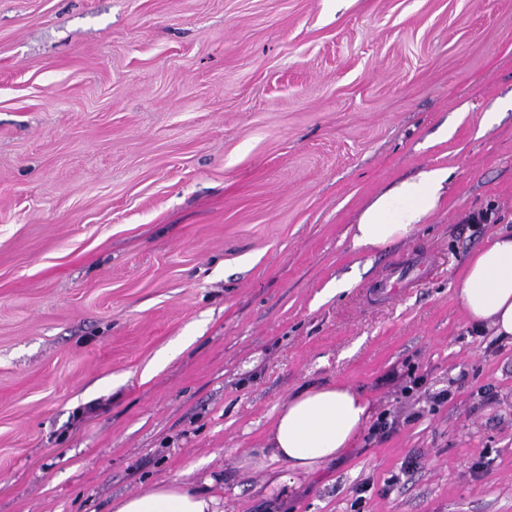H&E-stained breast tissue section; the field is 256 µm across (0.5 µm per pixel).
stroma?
I'll use <instances>...</instances> for the list:
<instances>
[{
    "label": "stroma",
    "mask_w": 512,
    "mask_h": 512,
    "mask_svg": "<svg viewBox=\"0 0 512 512\" xmlns=\"http://www.w3.org/2000/svg\"><path fill=\"white\" fill-rule=\"evenodd\" d=\"M436 168L412 236L353 249ZM511 229L512 0H0V512L175 478L224 512H512V341L458 297ZM319 383L399 425L269 486L242 458ZM447 170L423 171L379 195L363 212L352 237L354 248H381L408 238L441 198Z\"/></svg>",
    "instance_id": "obj_1"
}]
</instances>
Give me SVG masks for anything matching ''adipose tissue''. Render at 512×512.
<instances>
[{
  "mask_svg": "<svg viewBox=\"0 0 512 512\" xmlns=\"http://www.w3.org/2000/svg\"><path fill=\"white\" fill-rule=\"evenodd\" d=\"M447 178L443 169L424 171L379 195L355 228L354 247L377 249L408 238L437 207ZM458 296L473 329L512 339V231L498 232L470 257L459 279ZM370 417L369 402L351 387L305 388L277 411L265 439L243 464L267 473L273 464H284L287 476L273 475L272 485L296 484L343 456ZM112 512H223V507L210 490L174 480L116 499Z\"/></svg>",
  "mask_w": 512,
  "mask_h": 512,
  "instance_id": "1",
  "label": "adipose tissue"
}]
</instances>
